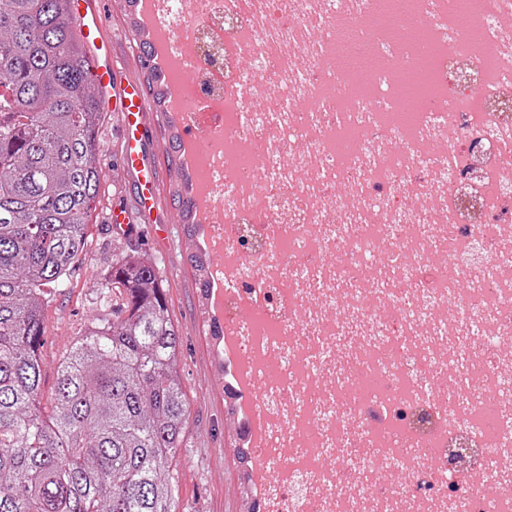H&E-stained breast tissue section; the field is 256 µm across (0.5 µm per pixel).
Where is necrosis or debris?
Returning a JSON list of instances; mask_svg holds the SVG:
<instances>
[{"mask_svg":"<svg viewBox=\"0 0 512 512\" xmlns=\"http://www.w3.org/2000/svg\"><path fill=\"white\" fill-rule=\"evenodd\" d=\"M377 2L155 0L189 128L209 116L198 169L261 384L264 510L512 512V0L471 15L480 46L413 0L440 52L411 132L391 70L412 51L376 37ZM345 28L386 63L370 87L332 64Z\"/></svg>","mask_w":512,"mask_h":512,"instance_id":"4bbe7bcc","label":"necrosis or debris"}]
</instances>
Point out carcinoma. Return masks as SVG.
I'll use <instances>...</instances> for the list:
<instances>
[{"label": "carcinoma", "mask_w": 512, "mask_h": 512, "mask_svg": "<svg viewBox=\"0 0 512 512\" xmlns=\"http://www.w3.org/2000/svg\"><path fill=\"white\" fill-rule=\"evenodd\" d=\"M78 27L67 0H0V512H177L188 404L156 262L112 260L123 315L91 323L41 407L48 290L80 261L103 173ZM178 140L173 204L190 230Z\"/></svg>", "instance_id": "carcinoma-1"}]
</instances>
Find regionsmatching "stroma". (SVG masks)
<instances>
[{"label": "stroma", "instance_id": "obj_1", "mask_svg": "<svg viewBox=\"0 0 512 512\" xmlns=\"http://www.w3.org/2000/svg\"><path fill=\"white\" fill-rule=\"evenodd\" d=\"M112 55L120 74L141 77L140 40L132 31L127 10L117 6L112 9ZM145 121L151 134L150 161L160 175L159 209L131 224L109 222L112 209H135L138 184L122 163L117 117L105 111L99 132L104 160L100 203L87 229L85 253L64 287L52 290L44 311L41 401L46 404L52 398L57 364L85 325L98 317H111L113 304L121 303L118 294L112 304L102 302V286L113 259L139 250L155 260L163 274L170 315L182 338L177 361L190 408L183 443L174 459L178 512H261L263 505L237 454L246 445V431L240 418L227 412L230 377L215 358L199 273L189 260L199 253L201 238L189 235L172 203L171 131L156 109H149Z\"/></svg>", "mask_w": 512, "mask_h": 512}]
</instances>
